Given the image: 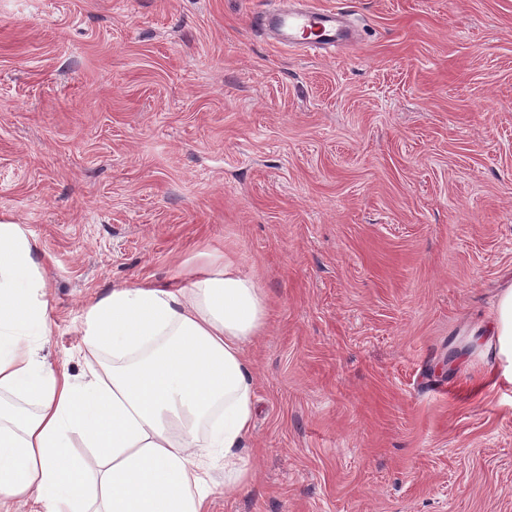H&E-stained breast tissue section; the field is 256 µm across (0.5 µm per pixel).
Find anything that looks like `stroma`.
<instances>
[{"label": "stroma", "mask_w": 512, "mask_h": 512, "mask_svg": "<svg viewBox=\"0 0 512 512\" xmlns=\"http://www.w3.org/2000/svg\"><path fill=\"white\" fill-rule=\"evenodd\" d=\"M0 0V220L37 240L49 363L109 368L89 303L234 256L254 478L210 512H512V385L467 325L512 279V0ZM278 9L268 8L256 14L255 28L271 33L282 45L297 46L316 52L336 47L345 36L340 10L307 8L298 1Z\"/></svg>", "instance_id": "stroma-1"}]
</instances>
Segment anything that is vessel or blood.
Returning <instances> with one entry per match:
<instances>
[{"instance_id":"obj_1","label":"vessel or blood","mask_w":512,"mask_h":512,"mask_svg":"<svg viewBox=\"0 0 512 512\" xmlns=\"http://www.w3.org/2000/svg\"><path fill=\"white\" fill-rule=\"evenodd\" d=\"M256 28L271 33L284 45L306 51L335 47L345 36L344 14L334 9L307 8L301 0L277 9L269 8L256 14Z\"/></svg>"}]
</instances>
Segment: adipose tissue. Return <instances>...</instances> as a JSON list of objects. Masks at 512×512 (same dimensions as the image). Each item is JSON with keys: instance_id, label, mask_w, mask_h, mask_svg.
<instances>
[{"instance_id": "adipose-tissue-1", "label": "adipose tissue", "mask_w": 512, "mask_h": 512, "mask_svg": "<svg viewBox=\"0 0 512 512\" xmlns=\"http://www.w3.org/2000/svg\"><path fill=\"white\" fill-rule=\"evenodd\" d=\"M49 284L36 239L0 221V512H209L213 470L245 486L255 416L247 345L267 324L233 257L174 288L142 281L85 310L88 350L112 367L75 381L43 354ZM512 384V280L470 330ZM80 437L100 470L91 491Z\"/></svg>"}]
</instances>
